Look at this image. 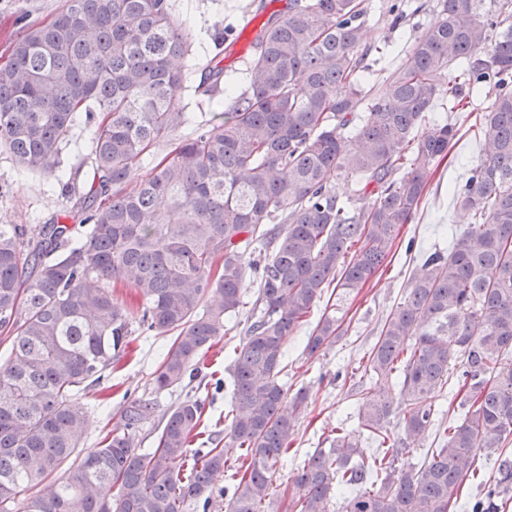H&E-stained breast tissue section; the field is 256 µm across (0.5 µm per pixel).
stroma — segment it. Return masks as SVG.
Here are the masks:
<instances>
[{
    "mask_svg": "<svg viewBox=\"0 0 512 512\" xmlns=\"http://www.w3.org/2000/svg\"><path fill=\"white\" fill-rule=\"evenodd\" d=\"M61 0H0V63L8 56L7 39L16 33V19L47 20ZM252 0H175L177 14L191 26L202 42H209L215 31L242 27L251 14ZM437 0H404L409 18L399 27H391L385 12L387 0H364L368 11V38L371 49L366 57L368 82L381 80L399 65L418 29L438 19ZM460 131L458 140L434 172L421 205L411 221L402 225L390 261L359 291L343 300V313L349 329L336 344L316 354L305 349L308 326L301 327L286 344L284 378L288 392L305 390L308 408L302 417L275 481L279 512H288L296 493L294 477L308 454L326 448L338 428L356 430L359 396L349 391L351 373L363 362L387 316L400 303L408 281L420 274L426 256L447 251L452 234L467 227V218L456 207L452 192L464 182L468 170L482 158L484 141L469 127L481 120V111L451 115ZM61 198L48 190L43 177L18 170L10 154L0 151V224H46L65 210ZM257 298L255 277H248L245 304L227 318V333L204 351L202 375L228 378L234 351L246 337ZM168 342L167 337L134 328L130 351L106 372L103 389L77 397V404L89 420L85 447H96L119 420L126 396H139L151 390V378Z\"/></svg>",
    "mask_w": 512,
    "mask_h": 512,
    "instance_id": "obj_1",
    "label": "stroma"
}]
</instances>
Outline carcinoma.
<instances>
[{"mask_svg": "<svg viewBox=\"0 0 512 512\" xmlns=\"http://www.w3.org/2000/svg\"><path fill=\"white\" fill-rule=\"evenodd\" d=\"M437 7L440 19L369 88L363 0H288L256 30L242 89L219 59L227 34L214 33L194 92L216 111L184 135L181 61L196 41L173 0H61L12 38L0 149L54 180L70 223L0 224V512H207L230 448L244 471L224 512L272 507L308 408L305 391L290 397L283 384L286 340L327 288H362L388 259L458 134L429 118L436 103L463 112L483 95V158L453 190L472 222L408 282L353 383L361 432L382 447L395 418L401 437L368 458L356 435L338 433L304 460L291 510L328 512L340 496L341 512H454L477 456L512 436V0ZM82 123L95 126L78 163L92 175L85 192L61 158ZM250 271L259 311L235 351L230 423L190 452L206 399L188 395L163 414L156 446L136 448L157 395L199 375L243 307ZM116 288L133 289L138 306ZM339 313L324 309L309 354L344 333ZM135 323L170 336L152 394L127 400L118 427L80 456L88 423L74 397L102 384ZM457 360L463 418L420 467H396L439 425L433 399ZM498 494L484 488L468 512H499Z\"/></svg>", "mask_w": 512, "mask_h": 512, "instance_id": "cac0c4a2", "label": "carcinoma"}]
</instances>
